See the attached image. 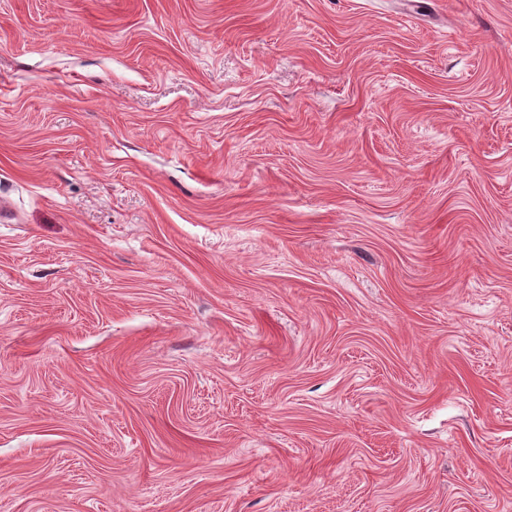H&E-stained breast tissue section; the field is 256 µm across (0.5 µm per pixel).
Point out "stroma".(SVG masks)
<instances>
[{
  "label": "stroma",
  "mask_w": 512,
  "mask_h": 512,
  "mask_svg": "<svg viewBox=\"0 0 512 512\" xmlns=\"http://www.w3.org/2000/svg\"><path fill=\"white\" fill-rule=\"evenodd\" d=\"M0 512H512V0H0Z\"/></svg>",
  "instance_id": "1"
}]
</instances>
